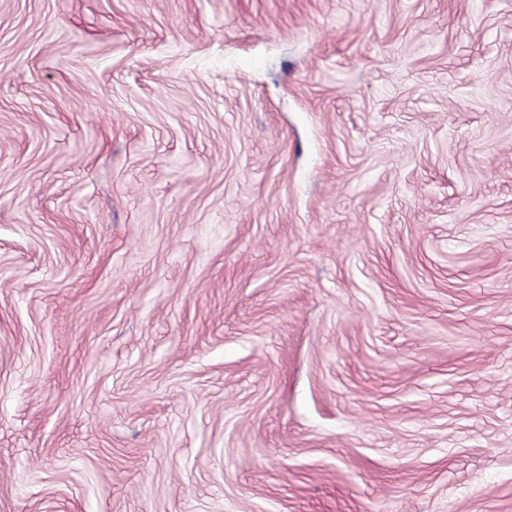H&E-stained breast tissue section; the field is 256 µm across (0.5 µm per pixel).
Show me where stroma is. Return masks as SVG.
Returning <instances> with one entry per match:
<instances>
[{"label":"stroma","instance_id":"1","mask_svg":"<svg viewBox=\"0 0 512 512\" xmlns=\"http://www.w3.org/2000/svg\"><path fill=\"white\" fill-rule=\"evenodd\" d=\"M0 512H512V0H0Z\"/></svg>","mask_w":512,"mask_h":512}]
</instances>
